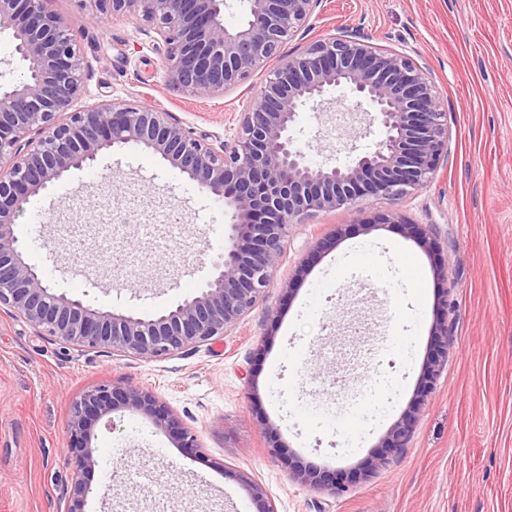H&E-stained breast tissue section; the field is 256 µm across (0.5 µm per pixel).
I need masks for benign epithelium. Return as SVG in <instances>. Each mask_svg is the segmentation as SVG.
Listing matches in <instances>:
<instances>
[{
    "label": "benign epithelium",
    "instance_id": "benign-epithelium-1",
    "mask_svg": "<svg viewBox=\"0 0 512 512\" xmlns=\"http://www.w3.org/2000/svg\"><path fill=\"white\" fill-rule=\"evenodd\" d=\"M51 2L0 0V34L11 35L23 67L15 83L0 85V311L23 317L40 336L140 361L212 345L274 287L293 226L315 212L351 210L364 196L395 199L423 187L448 155L447 112L427 69L407 53L347 28L297 53H280L322 0H248L247 18L235 29L224 27V0H82L94 19L130 14L148 23L165 83L196 97H222L268 71L259 101L223 138L142 105L101 101L72 111L86 65ZM342 85L357 107L372 109L384 136L346 165L313 167L292 128L299 111L321 105L327 89ZM115 147L151 150L231 213L224 252L213 259L203 288L154 316L103 310L53 290L24 261L15 233L30 197ZM432 336L439 347L429 366L434 374L447 358L448 324L437 322ZM122 411L147 418L180 448L200 447L197 433L152 391L105 380L72 404L64 460L75 474L93 465V424L105 418L113 429ZM412 422L408 414L395 422L386 447H406ZM296 474L305 485L336 493V475L328 471L305 467ZM243 483L257 512H274L262 486ZM88 493L76 479L70 512Z\"/></svg>",
    "mask_w": 512,
    "mask_h": 512
}]
</instances>
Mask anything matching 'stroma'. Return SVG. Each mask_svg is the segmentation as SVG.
I'll return each mask as SVG.
<instances>
[{"label": "stroma", "instance_id": "obj_1", "mask_svg": "<svg viewBox=\"0 0 512 512\" xmlns=\"http://www.w3.org/2000/svg\"><path fill=\"white\" fill-rule=\"evenodd\" d=\"M52 8L87 65L83 103L144 105L220 136L258 101L264 73L198 98L163 81L144 22L90 21L80 0ZM341 26L428 69L450 131L432 182L306 217L274 288L211 346L144 362L37 335L0 312V512H67L71 403L105 379L155 392L201 446L177 447L126 411L115 427L96 423L84 512H256L245 476L275 512H512V0H323L283 51ZM352 105L333 88L321 109L300 113L293 135L313 164H346L382 139ZM349 122L359 133L352 145L341 137ZM172 211L180 228L164 222ZM389 212L399 223L364 231L363 221ZM36 218L42 233L25 239L23 256L45 284L142 314L196 293L229 222L221 204L142 148L70 170L16 223ZM406 223L434 248L406 236ZM337 224L345 232L335 241ZM362 247L370 261L357 259ZM113 248L125 254L117 270ZM442 263L444 281L434 274ZM442 318L448 357L431 378V330ZM408 413L406 448H387V430ZM377 455L386 465L368 471ZM296 460L335 473L341 491L302 484Z\"/></svg>", "mask_w": 512, "mask_h": 512}]
</instances>
